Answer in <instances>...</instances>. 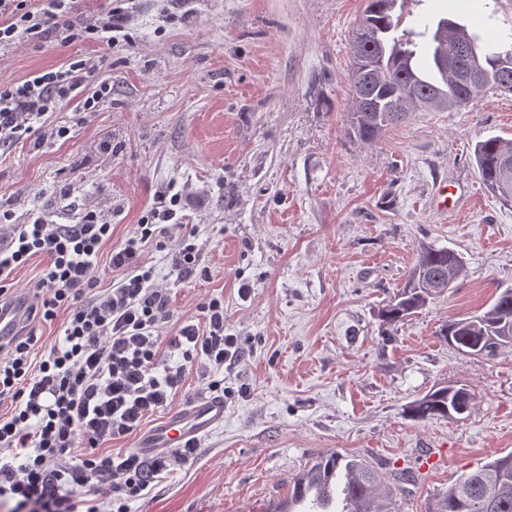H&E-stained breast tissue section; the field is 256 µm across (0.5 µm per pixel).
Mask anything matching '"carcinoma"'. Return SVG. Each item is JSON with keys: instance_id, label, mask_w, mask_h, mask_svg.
<instances>
[{"instance_id": "1", "label": "carcinoma", "mask_w": 512, "mask_h": 512, "mask_svg": "<svg viewBox=\"0 0 512 512\" xmlns=\"http://www.w3.org/2000/svg\"><path fill=\"white\" fill-rule=\"evenodd\" d=\"M408 0H367L352 45V112L349 133L365 147L373 146L392 124L416 111H443L447 99L460 108L495 85L512 91L498 74L512 62V44L488 43L478 50L479 37L446 18L435 24L419 22L423 30H399ZM512 159V140L490 137L475 149V161L486 188L512 202L500 190L504 158ZM465 271L463 257L448 248L427 246L417 252L402 290L382 310L390 326L419 313L448 281ZM437 336L466 356L492 355L512 342V288L503 290L481 314L445 321ZM475 396L466 386L433 389L414 402L410 411L424 420L471 410ZM342 476L349 512H398L394 490L372 466L354 456L326 453L293 480L288 501L305 502L303 512H334L331 479ZM429 512H512V453L462 475L432 499Z\"/></svg>"}]
</instances>
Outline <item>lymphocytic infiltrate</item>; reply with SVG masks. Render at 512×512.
I'll list each match as a JSON object with an SVG mask.
<instances>
[{
    "mask_svg": "<svg viewBox=\"0 0 512 512\" xmlns=\"http://www.w3.org/2000/svg\"><path fill=\"white\" fill-rule=\"evenodd\" d=\"M124 10L104 5L82 10L78 0H0V50L51 38L61 44L102 42L114 47ZM86 59L19 81L0 82V146L44 138H67L66 124L46 126L60 104L78 99L82 111H97L112 87L95 81ZM180 193L159 195L136 231L112 250V284L98 289L97 264L112 224L86 210L72 224L41 212L15 223L0 208V294H9L14 272L33 257L45 260L32 290L28 318L60 323L48 350L32 330L0 346V506L9 512H130L168 472L190 464L198 444L152 453L137 448L109 451L112 440L135 435L143 421L171 406L188 373L202 389L223 392L213 372L238 364L240 337L224 331V301L200 304L204 326L185 322L164 337L172 310L155 271L142 259L147 246L180 242L172 256L177 277L199 265L194 234L183 231Z\"/></svg>",
    "mask_w": 512,
    "mask_h": 512,
    "instance_id": "f902f5d3",
    "label": "lymphocytic infiltrate"
}]
</instances>
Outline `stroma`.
<instances>
[{"instance_id": "stroma-1", "label": "stroma", "mask_w": 512, "mask_h": 512, "mask_svg": "<svg viewBox=\"0 0 512 512\" xmlns=\"http://www.w3.org/2000/svg\"><path fill=\"white\" fill-rule=\"evenodd\" d=\"M365 5L131 0L124 45L50 40L0 53V81L79 54L112 86L87 117L77 100L59 106L52 120L70 125L68 138L0 147V206L19 223L95 207L112 219L115 248L176 187L205 272L178 278L152 247L143 258L169 290L173 323L200 320V304L220 296L225 333L242 339L241 363L224 371L223 424L134 512H268L324 453L362 459L390 484L433 451L437 467L395 496L398 512H428L463 473L512 452V348L468 357L437 337L512 288V205L486 191L473 162L478 142L512 139V93L414 113L360 145L347 129ZM425 16L512 41V0H409L403 25ZM442 182L457 190L446 210ZM424 244L459 253L465 274L383 327ZM445 384L474 393L468 414L407 416Z\"/></svg>"}]
</instances>
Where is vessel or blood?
Segmentation results:
<instances>
[{"label":"vessel or blood","mask_w":512,"mask_h":512,"mask_svg":"<svg viewBox=\"0 0 512 512\" xmlns=\"http://www.w3.org/2000/svg\"><path fill=\"white\" fill-rule=\"evenodd\" d=\"M25 319L24 294L16 292L6 298L0 297V344L18 333ZM223 420V399L215 396L199 397L167 414L141 442L140 447L145 451L179 448L188 439L209 434Z\"/></svg>","instance_id":"vessel-or-blood-1"}]
</instances>
